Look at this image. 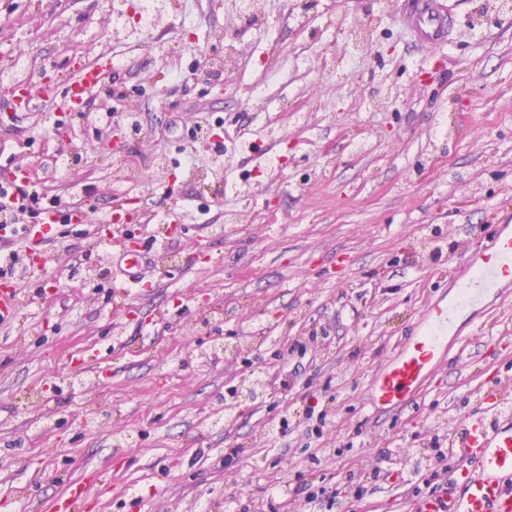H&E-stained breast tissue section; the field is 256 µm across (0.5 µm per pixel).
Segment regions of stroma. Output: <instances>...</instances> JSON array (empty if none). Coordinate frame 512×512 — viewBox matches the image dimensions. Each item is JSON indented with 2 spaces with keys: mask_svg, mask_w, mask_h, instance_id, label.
<instances>
[{
  "mask_svg": "<svg viewBox=\"0 0 512 512\" xmlns=\"http://www.w3.org/2000/svg\"><path fill=\"white\" fill-rule=\"evenodd\" d=\"M112 2L0 0V70L23 53L54 78L34 111L0 122V169L26 167L62 207L95 218L128 194L137 245L164 222L180 231L151 255L128 313L111 277L82 280L123 245L98 242L91 224L62 225L45 245L43 308L0 326V502L42 512L95 476L106 493L86 512H241L283 475L341 489L376 470L336 512H409L402 456L422 450L427 477L433 441L478 407L477 389L512 377L511 282L504 303L488 295L454 325L446 362L407 409L376 416L364 403L450 276L494 225H512V15L478 24L482 0H442L453 29L440 55L405 27L412 0H335L303 25L295 0H267L262 25L182 0L152 28L140 0ZM345 13L372 14L380 63L349 59L346 35L327 28ZM228 42L238 58L214 74ZM100 51L113 68L86 112L112 107L118 123L131 103L139 115L118 175L100 163L115 152L109 135L74 115L63 140L44 119ZM385 84L399 99L371 110ZM205 123L223 133L226 162L203 186L193 132ZM67 154L64 172L55 160ZM229 211L240 223H225ZM86 346L100 369L73 362ZM251 375L268 382L263 401L235 406L230 389ZM312 395L328 416L319 436L304 422ZM286 415L287 433L271 437Z\"/></svg>",
  "mask_w": 512,
  "mask_h": 512,
  "instance_id": "35a3bbf8",
  "label": "stroma"
}]
</instances>
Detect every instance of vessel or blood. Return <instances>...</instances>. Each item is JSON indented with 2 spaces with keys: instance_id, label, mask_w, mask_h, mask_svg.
<instances>
[{
  "instance_id": "1",
  "label": "vessel or blood",
  "mask_w": 512,
  "mask_h": 512,
  "mask_svg": "<svg viewBox=\"0 0 512 512\" xmlns=\"http://www.w3.org/2000/svg\"><path fill=\"white\" fill-rule=\"evenodd\" d=\"M407 27L419 40L442 50L449 41L450 26L441 6L424 0L418 12L407 18ZM102 66L88 65L68 86L70 109L82 111L90 92L99 86ZM90 214L81 208L61 209L51 204L42 208L36 223L28 225L26 256L37 255L43 244L53 241L61 224H86ZM126 266L117 286L121 290L141 284L138 270L141 255L126 251ZM512 276V226L498 225L490 247L469 255L464 274L452 285L446 303L426 306L421 327L415 336L401 342L394 355L374 375L365 397L366 406L376 414L391 413L413 403L435 369L447 356L448 333L457 314L480 303ZM21 283L0 288V323L12 321L19 312ZM512 386L501 382L489 385L476 411L460 416L448 439L454 448L452 482L439 495L415 500L412 512H512V415L501 405ZM95 484L82 482L70 487L66 497L53 502L51 512H83L88 500L98 497Z\"/></svg>"
}]
</instances>
